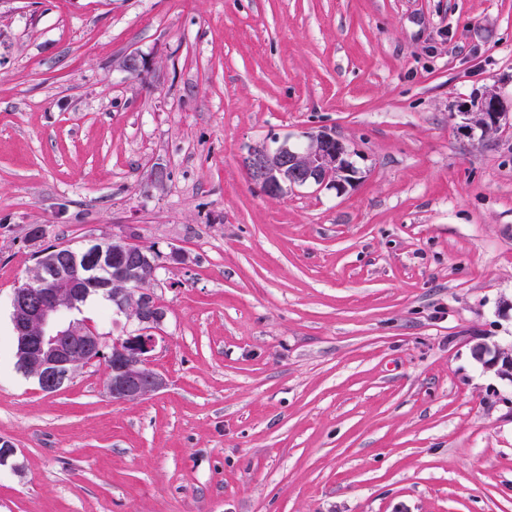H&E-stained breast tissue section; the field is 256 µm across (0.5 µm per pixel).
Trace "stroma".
<instances>
[{"label": "stroma", "instance_id": "1", "mask_svg": "<svg viewBox=\"0 0 512 512\" xmlns=\"http://www.w3.org/2000/svg\"><path fill=\"white\" fill-rule=\"evenodd\" d=\"M490 89L512 0H0V512H512V381L472 354L512 352V129L462 118ZM321 128L353 186L249 179ZM32 225L154 247L165 389L16 369Z\"/></svg>", "mask_w": 512, "mask_h": 512}]
</instances>
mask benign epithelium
Instances as JSON below:
<instances>
[{"instance_id": "benign-epithelium-1", "label": "benign epithelium", "mask_w": 512, "mask_h": 512, "mask_svg": "<svg viewBox=\"0 0 512 512\" xmlns=\"http://www.w3.org/2000/svg\"><path fill=\"white\" fill-rule=\"evenodd\" d=\"M468 122L485 132L512 126V100L497 91L485 92L475 109L464 112ZM351 153L336 135L321 130L306 135L295 145L285 140L276 148H252L242 166L262 191L278 196L305 186L334 188L339 192L357 181L360 171L350 161ZM132 232L103 234L89 238L79 249L96 260L99 275L75 261L68 267L58 263L62 246L42 247L25 280L11 297L12 340L21 372L35 379L44 392L62 389L89 364L88 350L110 351L106 378L108 395L123 403L143 399L166 386V378L151 366V353L158 342L166 313L153 293L139 287V267L154 263L155 254L131 241ZM124 287L116 289V279ZM76 281L91 282L107 291L116 312L136 317L140 335L117 336L107 343L86 320L69 316L84 297ZM474 356L496 369L503 379H512V353L478 345Z\"/></svg>"}]
</instances>
